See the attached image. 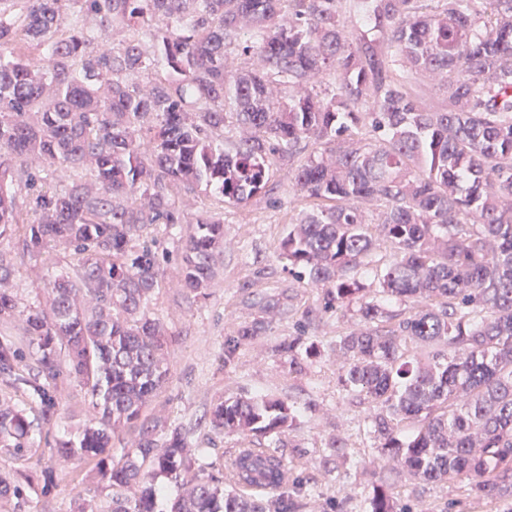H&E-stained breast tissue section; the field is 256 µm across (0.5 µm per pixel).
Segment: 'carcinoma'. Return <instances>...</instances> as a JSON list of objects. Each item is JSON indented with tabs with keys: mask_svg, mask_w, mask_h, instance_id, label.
I'll use <instances>...</instances> for the list:
<instances>
[{
	"mask_svg": "<svg viewBox=\"0 0 512 512\" xmlns=\"http://www.w3.org/2000/svg\"><path fill=\"white\" fill-rule=\"evenodd\" d=\"M253 59L233 70L232 54ZM444 88L429 106L400 69ZM239 133L224 145L227 115ZM324 145L293 192L317 201L290 224L280 258L325 291V308L364 292L354 271L382 242L379 297L336 341L341 382L367 402L376 448L416 480L464 478L477 497L512 496V0H0V238L33 256L66 249L46 309L22 324L0 254V382L58 414L59 379L96 403L60 464L97 460L110 512H156L157 475L189 477L170 512H293L287 463L237 448L216 475L205 449L143 410L164 383L165 329L145 313L160 259L142 231L180 224L171 192L203 186L245 205L270 165ZM378 227V235L368 225ZM224 214L205 211L184 244L181 286L206 297ZM411 303L397 318L391 299ZM252 330L226 337L224 359ZM28 342L23 356L20 338ZM436 347L431 358L407 341ZM285 401L239 396L211 427L276 441ZM417 424L408 435L401 423ZM132 425L137 439L112 448ZM27 410L0 403V452L27 445ZM35 478L0 473V497ZM252 484L269 487L256 496ZM75 512H102L74 488ZM369 512H406L390 485Z\"/></svg>",
	"mask_w": 512,
	"mask_h": 512,
	"instance_id": "cac0c4a2",
	"label": "carcinoma"
}]
</instances>
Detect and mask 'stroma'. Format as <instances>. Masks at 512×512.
Returning a JSON list of instances; mask_svg holds the SVG:
<instances>
[{
  "label": "stroma",
  "mask_w": 512,
  "mask_h": 512,
  "mask_svg": "<svg viewBox=\"0 0 512 512\" xmlns=\"http://www.w3.org/2000/svg\"><path fill=\"white\" fill-rule=\"evenodd\" d=\"M321 145H308L287 160H274L266 189L247 205L221 203L205 193L174 192L187 217L204 211L224 214V235L231 245L215 263L207 299L194 301L176 288L189 225L176 224L157 235L162 258L160 285L148 304L150 316L167 326L169 375L147 412L180 427L205 448L206 473L220 469L229 449L253 448L257 439L215 433L210 411L236 395H268L296 409L293 427L281 437L279 451L288 463V480L301 488L297 512H366L373 484L388 482L400 503L413 512H512V497L483 500L467 480L426 483L393 470L381 460L364 429L368 405L348 394L338 379L334 348L357 318V304L328 311L323 291L307 277L289 272L280 243L307 201L294 197L291 179ZM0 252L12 262L10 283L21 305L46 302L51 291L47 265L24 254L14 237L0 239ZM252 328L232 361L224 359V339L237 327ZM297 352H288L290 340ZM60 408L52 424L32 430L25 456L0 454V472L52 470L47 490L25 489L0 499V512H72L70 490L82 485L109 508L111 491L97 483V462L77 459L56 466L49 452L55 439L70 435L92 398L79 382L62 377ZM344 446L336 457L331 442Z\"/></svg>",
  "instance_id": "stroma-1"
}]
</instances>
